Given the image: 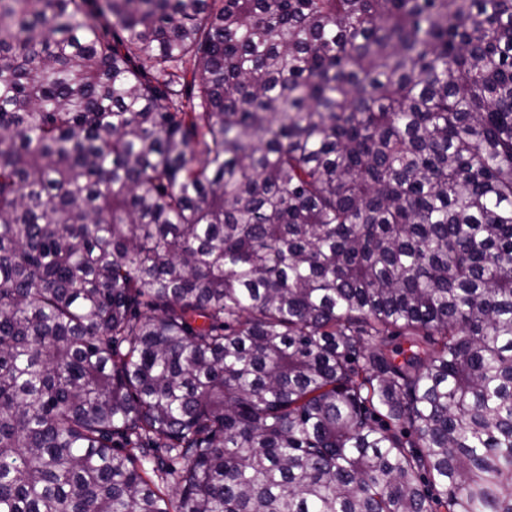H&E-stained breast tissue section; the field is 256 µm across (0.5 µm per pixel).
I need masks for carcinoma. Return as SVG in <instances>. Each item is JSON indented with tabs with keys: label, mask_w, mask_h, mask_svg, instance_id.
Returning <instances> with one entry per match:
<instances>
[{
	"label": "carcinoma",
	"mask_w": 512,
	"mask_h": 512,
	"mask_svg": "<svg viewBox=\"0 0 512 512\" xmlns=\"http://www.w3.org/2000/svg\"><path fill=\"white\" fill-rule=\"evenodd\" d=\"M0 512H512V0H0Z\"/></svg>",
	"instance_id": "carcinoma-1"
}]
</instances>
